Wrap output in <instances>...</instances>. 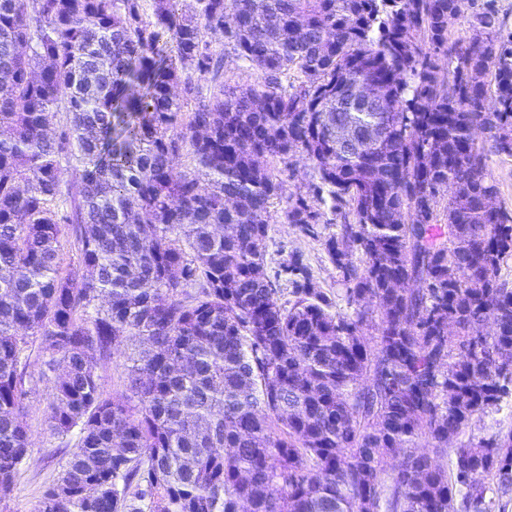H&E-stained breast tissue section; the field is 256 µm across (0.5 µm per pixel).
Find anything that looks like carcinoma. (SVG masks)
<instances>
[{
	"label": "carcinoma",
	"mask_w": 512,
	"mask_h": 512,
	"mask_svg": "<svg viewBox=\"0 0 512 512\" xmlns=\"http://www.w3.org/2000/svg\"><path fill=\"white\" fill-rule=\"evenodd\" d=\"M459 2L0 0V502L29 454L35 344L57 373L49 426L78 430L35 512H492L490 491L512 495V430L461 439L512 399V212L471 134L512 156V31L487 7L449 42ZM229 54L263 83L225 87ZM357 81L382 105L349 104ZM292 153L354 216L324 241L350 314L298 254L288 303L267 274L273 201L319 220L260 166ZM127 339L133 407L98 376Z\"/></svg>",
	"instance_id": "1"
}]
</instances>
